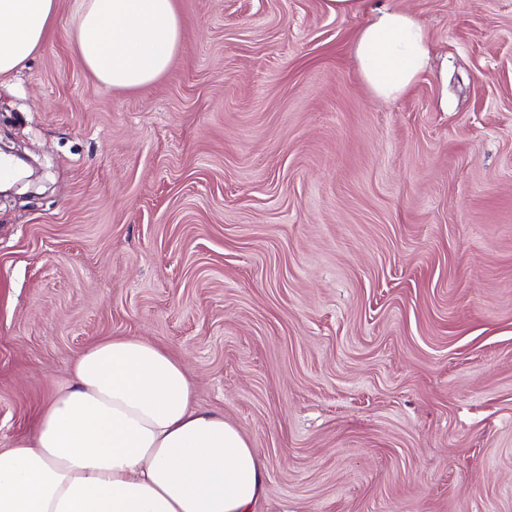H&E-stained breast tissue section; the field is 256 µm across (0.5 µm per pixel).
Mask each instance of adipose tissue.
Returning <instances> with one entry per match:
<instances>
[{
	"instance_id": "adipose-tissue-1",
	"label": "adipose tissue",
	"mask_w": 512,
	"mask_h": 512,
	"mask_svg": "<svg viewBox=\"0 0 512 512\" xmlns=\"http://www.w3.org/2000/svg\"><path fill=\"white\" fill-rule=\"evenodd\" d=\"M56 0H0V76L53 32ZM82 66L115 88L163 75L179 48L174 0H82ZM354 53L375 97L401 98L430 66L427 29L379 6ZM32 437L0 448V512H257L266 467L240 429L198 407L185 367L138 336L93 343L74 361Z\"/></svg>"
}]
</instances>
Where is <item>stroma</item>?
Instances as JSON below:
<instances>
[{
	"label": "stroma",
	"mask_w": 512,
	"mask_h": 512,
	"mask_svg": "<svg viewBox=\"0 0 512 512\" xmlns=\"http://www.w3.org/2000/svg\"><path fill=\"white\" fill-rule=\"evenodd\" d=\"M432 68L383 102L353 43L378 4ZM132 90L56 32L0 78V448L77 356L156 341L267 469L261 512H512V0H175Z\"/></svg>",
	"instance_id": "1"
}]
</instances>
